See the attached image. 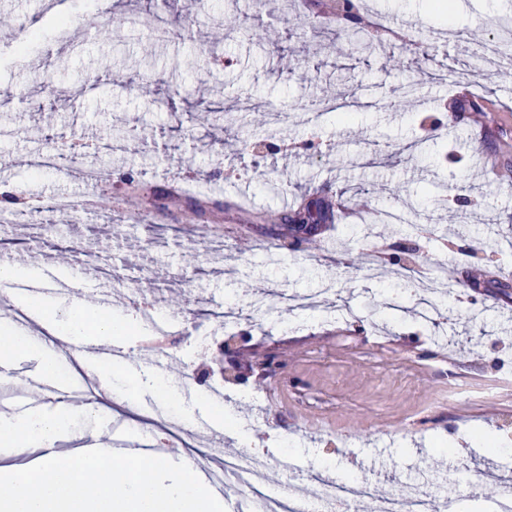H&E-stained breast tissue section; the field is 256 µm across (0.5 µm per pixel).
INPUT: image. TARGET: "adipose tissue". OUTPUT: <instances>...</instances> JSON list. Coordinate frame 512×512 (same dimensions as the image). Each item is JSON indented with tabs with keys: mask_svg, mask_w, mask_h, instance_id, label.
<instances>
[{
	"mask_svg": "<svg viewBox=\"0 0 512 512\" xmlns=\"http://www.w3.org/2000/svg\"><path fill=\"white\" fill-rule=\"evenodd\" d=\"M36 276V271L27 268L0 265V294L12 298L17 308L37 320L50 335L63 338L71 345L82 346L95 340L118 339L129 332L131 319L117 309L104 311L60 295L30 298L14 295L13 284L21 278L33 279ZM22 355L38 359L42 373L57 383H69L76 375L62 352L21 333L15 325H0V360H12ZM146 386L162 404V420L176 419L184 425H193L194 420L185 409L184 400L172 378L154 373L147 377ZM98 409V401L90 400L77 408L57 407L50 411L32 412L21 418L1 415L0 447L14 448L23 442L54 446L62 434L69 432L71 415L77 412L90 415Z\"/></svg>",
	"mask_w": 512,
	"mask_h": 512,
	"instance_id": "1",
	"label": "adipose tissue"
}]
</instances>
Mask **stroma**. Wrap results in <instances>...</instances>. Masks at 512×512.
<instances>
[{"label":"stroma","mask_w":512,"mask_h":512,"mask_svg":"<svg viewBox=\"0 0 512 512\" xmlns=\"http://www.w3.org/2000/svg\"><path fill=\"white\" fill-rule=\"evenodd\" d=\"M356 3L350 26L335 18L336 0H63L61 30L47 25L43 0H0V53L39 30L24 64L0 62V185L33 205L78 203L80 173L107 175L100 211L54 234L0 227V253L62 268L83 295L111 293L138 323L119 340L136 372L151 373L152 349L184 397L225 383L224 402L248 433L193 404L196 429L177 433L166 455L198 469L219 465L207 453L218 439L259 456L264 482L290 488L308 481L286 479L285 452L378 487L458 461L479 473L488 460L512 468V452L494 457L485 446L512 449V287L492 279L512 252V72L478 65L471 51L512 27V0H457L449 12L435 0ZM355 30L370 50L349 41ZM36 71L50 87L33 81ZM463 80L487 111L465 110ZM183 88L189 96L177 97ZM255 127L271 129L275 151L242 146ZM57 137L83 143L79 159L61 171L32 167ZM324 183L359 216L268 260L281 243L273 215ZM385 206L410 224L376 225L371 247L414 244L428 258L421 277L435 278L444 261L459 283L439 328L396 290L401 266L380 267L353 230ZM225 304L248 317L244 359L275 356L282 379L225 382L208 320ZM402 363L413 367L407 392L388 378ZM453 379L470 395L442 400ZM109 421L156 437L106 399L57 445L78 454Z\"/></svg>","instance_id":"1"}]
</instances>
